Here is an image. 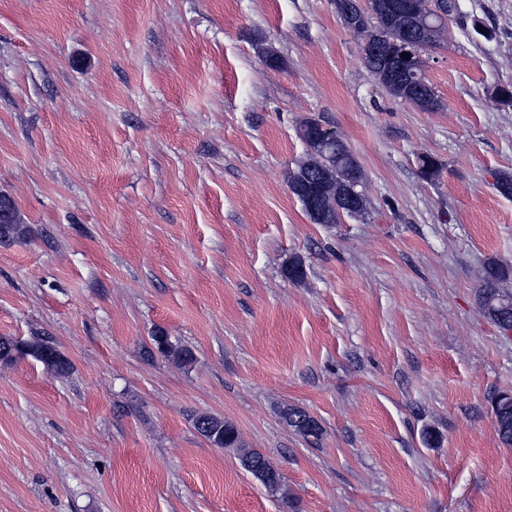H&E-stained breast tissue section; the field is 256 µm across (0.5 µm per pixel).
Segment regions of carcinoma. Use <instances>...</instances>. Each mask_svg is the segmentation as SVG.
<instances>
[{
    "label": "carcinoma",
    "mask_w": 512,
    "mask_h": 512,
    "mask_svg": "<svg viewBox=\"0 0 512 512\" xmlns=\"http://www.w3.org/2000/svg\"><path fill=\"white\" fill-rule=\"evenodd\" d=\"M393 0H332L336 15L364 14L366 28L355 33L362 45V63L378 84L393 98L409 103L423 112H437L443 102L434 87L426 82L416 83L411 71L418 61L405 60L402 54L414 47L425 50L434 46L441 38L444 18L427 13L424 0H399L401 6L392 9ZM299 139L304 144L303 159L296 168L288 172V185L302 180H322L336 184V212L327 213L319 220L321 224H339L342 218L362 217L368 210V199L363 191L364 172L358 158L339 137H321V121L309 124ZM422 179L433 183L440 180L443 166L431 155H420L417 160ZM353 200V208L344 201ZM12 220L0 224V244L21 242L29 238L30 227L25 224L16 206H11ZM512 276V268L495 260L487 263L482 284L476 290V301L482 315L503 334L512 328V293L500 284ZM154 350L176 365L189 368L195 362L193 351L186 345L175 343L162 329L151 336ZM31 357L59 376L69 374L71 363L55 347L34 339L19 341L11 336H0V363L12 364L19 359ZM496 430L500 443L512 447V396L507 392L496 393L490 399ZM282 418L304 439L318 443L323 435L320 424L299 406H288ZM197 433L218 448H233L240 466L258 481L269 477H281L279 470L269 458L255 448L247 447L236 427L222 417L197 414L193 417Z\"/></svg>",
    "instance_id": "1"
}]
</instances>
